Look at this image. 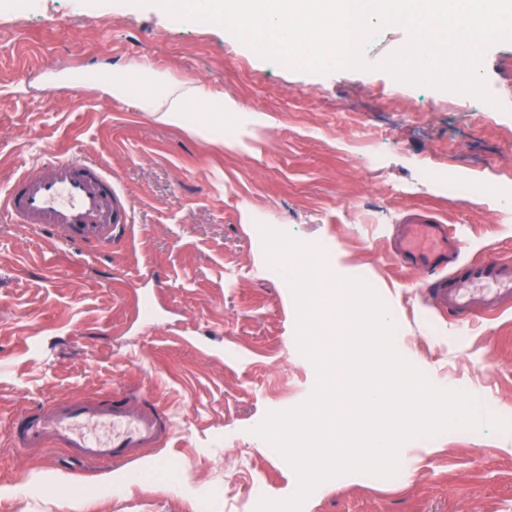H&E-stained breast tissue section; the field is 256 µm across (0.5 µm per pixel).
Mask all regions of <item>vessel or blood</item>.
<instances>
[{"label": "vessel or blood", "mask_w": 512, "mask_h": 512, "mask_svg": "<svg viewBox=\"0 0 512 512\" xmlns=\"http://www.w3.org/2000/svg\"><path fill=\"white\" fill-rule=\"evenodd\" d=\"M38 167V176L21 172L0 191L1 220L55 227L63 245L109 242L127 229L131 211L111 169L75 154L54 156ZM396 250L403 265L440 272L432 290L440 310L463 320L512 305V261L458 265L457 240L433 214L404 218ZM171 428L154 397L113 389L98 401L49 400L25 410L14 418L11 434L18 448H62L81 461L122 466L143 449L161 446Z\"/></svg>", "instance_id": "1"}]
</instances>
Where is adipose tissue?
<instances>
[{
	"instance_id": "ef3b65f1",
	"label": "adipose tissue",
	"mask_w": 512,
	"mask_h": 512,
	"mask_svg": "<svg viewBox=\"0 0 512 512\" xmlns=\"http://www.w3.org/2000/svg\"><path fill=\"white\" fill-rule=\"evenodd\" d=\"M142 106L155 123L181 128L215 145L224 142V98L204 84L163 81L143 98Z\"/></svg>"
}]
</instances>
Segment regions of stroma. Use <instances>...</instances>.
I'll use <instances>...</instances> for the list:
<instances>
[{"instance_id": "stroma-1", "label": "stroma", "mask_w": 512, "mask_h": 512, "mask_svg": "<svg viewBox=\"0 0 512 512\" xmlns=\"http://www.w3.org/2000/svg\"><path fill=\"white\" fill-rule=\"evenodd\" d=\"M407 39L402 26L381 28L364 51L372 70L306 73L153 5L0 0V187L38 174V159L81 152L112 168L133 221L129 242L112 246H64L0 222V512H81L95 477L122 474L9 438L21 410L114 386L150 390L174 431L135 462L139 484L91 512H255L260 498L295 493L294 471L254 429L303 403L317 373L261 223L320 244L337 276L367 280L391 310L397 350L435 386L512 418V308L460 324L433 307L428 274L391 250L398 221L423 209L457 236L463 260L512 258V43L485 54L503 108L483 112L380 70ZM85 63L102 84L75 88ZM146 64L223 95L238 138L211 146L156 124L137 95L105 92L113 71ZM431 168L472 194L427 178ZM401 453L414 464L396 477L331 479L302 512H512V434L452 430ZM37 473L70 477V492L10 495Z\"/></svg>"}]
</instances>
